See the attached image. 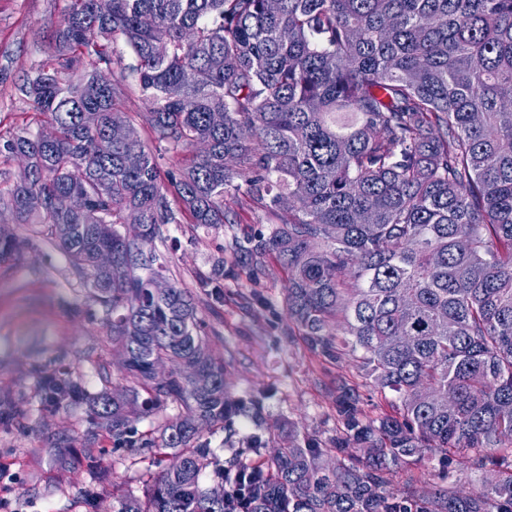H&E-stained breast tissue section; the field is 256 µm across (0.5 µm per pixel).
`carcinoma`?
<instances>
[{
	"mask_svg": "<svg viewBox=\"0 0 512 512\" xmlns=\"http://www.w3.org/2000/svg\"><path fill=\"white\" fill-rule=\"evenodd\" d=\"M118 40L143 112L105 76ZM43 54L15 91L56 138L0 134V156L28 169L0 190V223L43 228L127 353L134 386L91 403L117 447L173 450L146 499L113 512H512V0H69ZM143 127L186 154L177 169ZM230 192L274 224L241 253L252 268L279 261L308 349L358 358L395 396L371 420L343 387L331 468L292 430L246 473L197 442L198 425L223 430L239 407L194 296L151 287L165 269L148 245L164 224L228 223ZM156 361L176 367L164 383ZM39 385L55 404L78 395L71 377ZM168 403L179 414L159 438L136 435L133 421ZM481 448L474 464L497 479L474 495L388 487L427 452L450 468ZM206 474L239 497H212Z\"/></svg>",
	"mask_w": 512,
	"mask_h": 512,
	"instance_id": "cac0c4a2",
	"label": "carcinoma"
}]
</instances>
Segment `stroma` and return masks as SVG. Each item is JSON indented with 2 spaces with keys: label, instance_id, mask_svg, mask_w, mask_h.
<instances>
[{
  "label": "stroma",
  "instance_id": "stroma-1",
  "mask_svg": "<svg viewBox=\"0 0 512 512\" xmlns=\"http://www.w3.org/2000/svg\"><path fill=\"white\" fill-rule=\"evenodd\" d=\"M68 0H0V132L25 123L29 101L14 85L33 72L42 47L55 32ZM237 221L215 227L167 224L152 244L168 280L188 289L198 303L202 335L223 358L226 380L242 412L228 429L201 433L221 458L240 457L246 438L269 437L279 424L331 447L340 430L336 381L346 378L371 418L390 413L392 394L374 389L351 357L333 362L310 352L290 318L288 281L274 261L249 269L237 262L236 246L269 233L263 210L242 198L224 199ZM8 230L22 244L0 262V512H112L113 495H143L162 470L145 450L115 448L112 433L97 423L89 398L128 380L112 352L101 307L75 277L66 257L32 225ZM223 276H213L215 261ZM71 374L84 391L80 400L51 406L41 398L37 377ZM474 451L443 470L434 453L416 466L390 472L391 488L411 483L481 489L487 471L473 465Z\"/></svg>",
  "mask_w": 512,
  "mask_h": 512
}]
</instances>
